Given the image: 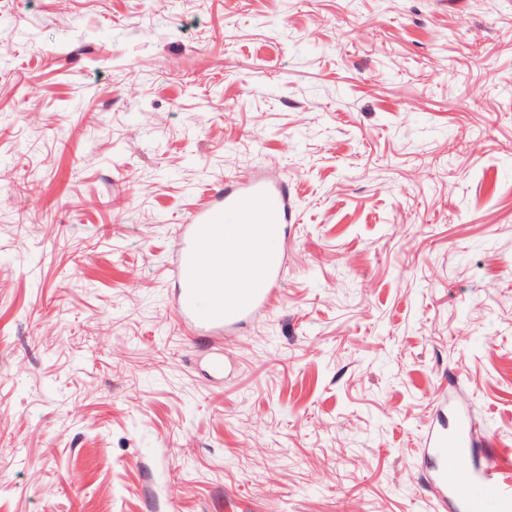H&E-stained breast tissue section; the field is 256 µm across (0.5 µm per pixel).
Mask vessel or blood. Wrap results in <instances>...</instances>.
I'll return each mask as SVG.
<instances>
[{
  "label": "vessel or blood",
  "mask_w": 512,
  "mask_h": 512,
  "mask_svg": "<svg viewBox=\"0 0 512 512\" xmlns=\"http://www.w3.org/2000/svg\"><path fill=\"white\" fill-rule=\"evenodd\" d=\"M292 218V190L286 179L247 174L214 186L178 226L181 247L168 270L176 324L187 340L217 343L225 333L270 314L283 279ZM245 224L261 231L267 249L259 272L228 293L198 288L204 248H221ZM476 444L474 424L466 416L442 418L429 428L424 457L435 493L454 512H512V451L498 450L495 464L484 465L474 456Z\"/></svg>",
  "instance_id": "1"
}]
</instances>
